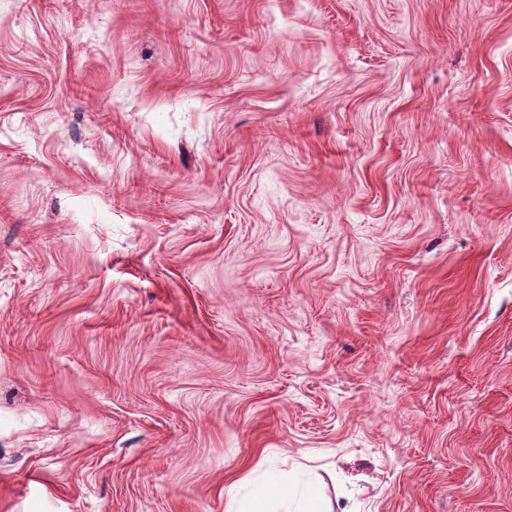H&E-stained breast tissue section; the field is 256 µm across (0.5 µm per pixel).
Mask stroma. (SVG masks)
<instances>
[{
	"label": "stroma",
	"instance_id": "obj_1",
	"mask_svg": "<svg viewBox=\"0 0 512 512\" xmlns=\"http://www.w3.org/2000/svg\"><path fill=\"white\" fill-rule=\"evenodd\" d=\"M512 512V0H0V512Z\"/></svg>",
	"mask_w": 512,
	"mask_h": 512
}]
</instances>
